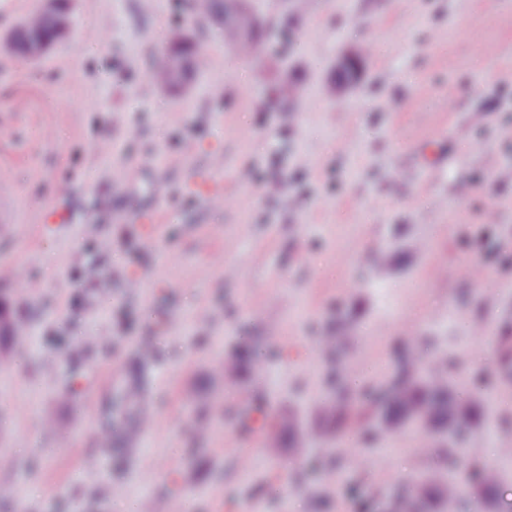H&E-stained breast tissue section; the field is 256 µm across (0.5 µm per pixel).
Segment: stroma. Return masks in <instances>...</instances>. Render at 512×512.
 Masks as SVG:
<instances>
[{
  "label": "stroma",
  "instance_id": "obj_1",
  "mask_svg": "<svg viewBox=\"0 0 512 512\" xmlns=\"http://www.w3.org/2000/svg\"><path fill=\"white\" fill-rule=\"evenodd\" d=\"M252 5L265 25L245 59L190 0H70L68 35L21 70L6 40L41 0H0V187L18 221L0 315L25 338L0 339V512H138L148 495L407 512L413 476L447 475V441L313 426L332 376L368 397L411 337L427 370L488 400L468 464L494 465L512 501V0ZM179 33L208 66L162 91L150 63ZM286 79L299 93L282 100ZM201 172L224 207L192 191ZM132 202L158 223L123 221ZM54 208L66 223H44ZM88 336L105 349L85 354ZM246 343L254 361L223 377ZM138 379L157 423L131 447Z\"/></svg>",
  "mask_w": 512,
  "mask_h": 512
}]
</instances>
